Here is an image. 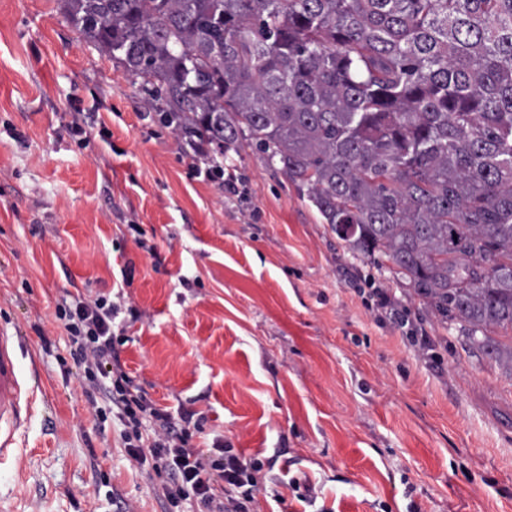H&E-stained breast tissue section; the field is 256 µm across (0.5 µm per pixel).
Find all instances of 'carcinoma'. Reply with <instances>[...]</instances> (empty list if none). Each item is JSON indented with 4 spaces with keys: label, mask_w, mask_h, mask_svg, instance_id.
<instances>
[{
    "label": "carcinoma",
    "mask_w": 512,
    "mask_h": 512,
    "mask_svg": "<svg viewBox=\"0 0 512 512\" xmlns=\"http://www.w3.org/2000/svg\"><path fill=\"white\" fill-rule=\"evenodd\" d=\"M226 154L251 143L512 375V0H62Z\"/></svg>",
    "instance_id": "carcinoma-1"
}]
</instances>
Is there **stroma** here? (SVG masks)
<instances>
[{
	"mask_svg": "<svg viewBox=\"0 0 512 512\" xmlns=\"http://www.w3.org/2000/svg\"><path fill=\"white\" fill-rule=\"evenodd\" d=\"M209 158L239 197L195 177ZM371 283L432 348L365 302ZM116 291L134 388L192 412L194 445L261 460L252 512H512V375L354 254L261 152L196 154L61 0H0V329L45 385L21 454L0 460L5 512H166L55 318L70 295Z\"/></svg>",
	"mask_w": 512,
	"mask_h": 512,
	"instance_id": "stroma-1",
	"label": "stroma"
}]
</instances>
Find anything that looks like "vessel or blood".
<instances>
[{
  "label": "vessel or blood",
  "instance_id": "obj_1",
  "mask_svg": "<svg viewBox=\"0 0 512 512\" xmlns=\"http://www.w3.org/2000/svg\"><path fill=\"white\" fill-rule=\"evenodd\" d=\"M20 341L0 332V457L14 454L17 433L25 422L31 400L42 381L39 374L24 378L19 370Z\"/></svg>",
  "mask_w": 512,
  "mask_h": 512
}]
</instances>
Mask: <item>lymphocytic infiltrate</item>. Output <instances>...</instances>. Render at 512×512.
<instances>
[{
    "mask_svg": "<svg viewBox=\"0 0 512 512\" xmlns=\"http://www.w3.org/2000/svg\"><path fill=\"white\" fill-rule=\"evenodd\" d=\"M120 311V304L107 297L81 293L58 308L57 317L71 340L70 354L84 369L86 395L109 404L123 422L121 438L128 456L137 464H150L162 480L158 493L169 506L190 499L202 512H250L261 463L219 443L208 450L194 446L189 427L178 424L145 392H132L113 330ZM146 423L154 431L148 442L141 433Z\"/></svg>",
    "mask_w": 512,
    "mask_h": 512,
    "instance_id": "lymphocytic-infiltrate-1",
    "label": "lymphocytic infiltrate"
}]
</instances>
